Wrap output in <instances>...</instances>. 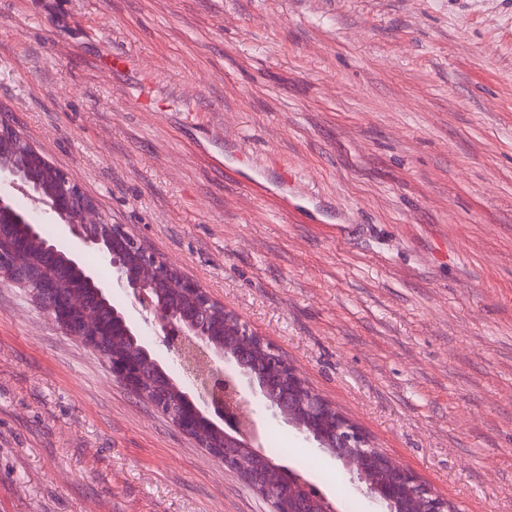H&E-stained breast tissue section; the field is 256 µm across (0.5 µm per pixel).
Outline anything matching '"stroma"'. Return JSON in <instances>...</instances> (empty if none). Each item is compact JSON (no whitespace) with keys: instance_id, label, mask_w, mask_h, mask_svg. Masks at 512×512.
Here are the masks:
<instances>
[{"instance_id":"35a3bbf8","label":"stroma","mask_w":512,"mask_h":512,"mask_svg":"<svg viewBox=\"0 0 512 512\" xmlns=\"http://www.w3.org/2000/svg\"><path fill=\"white\" fill-rule=\"evenodd\" d=\"M0 120L458 512H512V0H0ZM0 512L270 505L0 279Z\"/></svg>"}]
</instances>
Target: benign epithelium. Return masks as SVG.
<instances>
[{
    "instance_id": "benign-epithelium-1",
    "label": "benign epithelium",
    "mask_w": 512,
    "mask_h": 512,
    "mask_svg": "<svg viewBox=\"0 0 512 512\" xmlns=\"http://www.w3.org/2000/svg\"><path fill=\"white\" fill-rule=\"evenodd\" d=\"M0 139L12 142L20 164H0V215L28 225L37 236L36 221L16 214L12 190L41 194L27 175L35 168L49 170L56 186L46 203L61 226V238L50 251L63 250L71 262L85 251L98 254L110 270V279H85L98 300L109 303L112 330L138 336L143 342L137 356H109L94 336L82 330L95 326L97 307L83 294L64 290L60 274L45 273L30 291L40 306L70 335L93 348L110 366L112 376L195 438L200 447L271 505V512H299L301 501L311 512H342L309 479L282 463L266 459L264 434L279 421L292 427L311 449L345 466L352 492L367 500L373 512H456L413 473L400 465L334 406L312 390L300 373L266 339L234 312L215 301L205 289L161 256L132 239L119 224H112L94 201L66 174L52 167L15 128L0 123ZM0 228V277L16 279L17 255L24 245L6 240ZM192 308L188 317L182 305ZM224 321V335L244 337L238 347L214 340L215 322ZM159 337L154 343L152 337ZM170 382L174 393L153 395L146 388L148 373Z\"/></svg>"
}]
</instances>
